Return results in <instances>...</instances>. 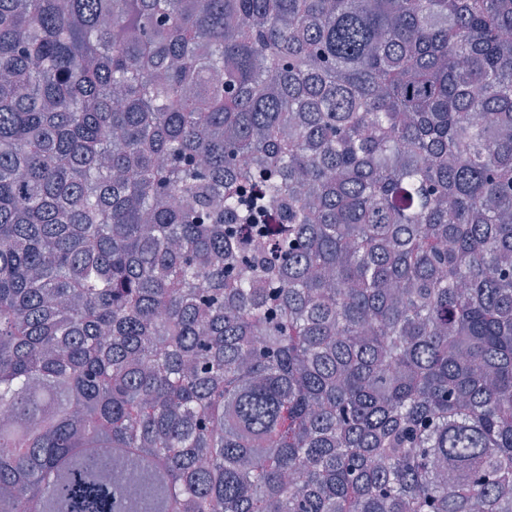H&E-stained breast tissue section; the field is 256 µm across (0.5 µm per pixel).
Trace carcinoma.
<instances>
[{"mask_svg":"<svg viewBox=\"0 0 512 512\" xmlns=\"http://www.w3.org/2000/svg\"><path fill=\"white\" fill-rule=\"evenodd\" d=\"M0 512H512V0H0Z\"/></svg>","mask_w":512,"mask_h":512,"instance_id":"obj_1","label":"carcinoma"}]
</instances>
